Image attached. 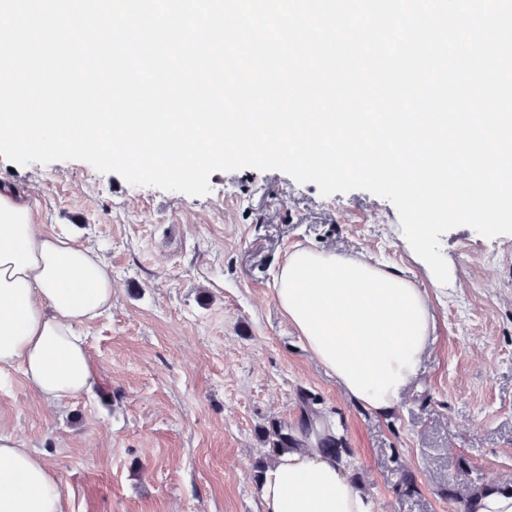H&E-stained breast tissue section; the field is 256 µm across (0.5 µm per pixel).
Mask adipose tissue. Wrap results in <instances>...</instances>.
<instances>
[{
  "instance_id": "obj_1",
  "label": "adipose tissue",
  "mask_w": 512,
  "mask_h": 512,
  "mask_svg": "<svg viewBox=\"0 0 512 512\" xmlns=\"http://www.w3.org/2000/svg\"><path fill=\"white\" fill-rule=\"evenodd\" d=\"M275 294L312 357L365 409L393 410L428 344L429 296L399 269L364 255L308 248L288 253ZM112 307V277L71 237L46 230L31 204L0 184V385L21 371L55 403L95 381L79 326ZM262 512H373L333 455L280 452L261 478ZM0 512H66L58 477L44 459L0 435Z\"/></svg>"
}]
</instances>
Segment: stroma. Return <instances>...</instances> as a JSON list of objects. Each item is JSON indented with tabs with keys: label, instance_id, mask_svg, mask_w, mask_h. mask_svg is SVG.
<instances>
[{
	"label": "stroma",
	"instance_id": "obj_1",
	"mask_svg": "<svg viewBox=\"0 0 512 512\" xmlns=\"http://www.w3.org/2000/svg\"><path fill=\"white\" fill-rule=\"evenodd\" d=\"M0 183L112 276L111 310L83 329L92 389L48 403L21 373L0 386V435L42 456L68 512H262L261 430L309 408L343 437L376 512H460L448 492L469 478L512 484V235L442 234L437 293L395 207L364 190L325 197L245 168L192 197L80 161L1 157ZM298 246L365 254L429 291L431 343L391 413L347 395L280 309L274 276Z\"/></svg>",
	"mask_w": 512,
	"mask_h": 512
}]
</instances>
